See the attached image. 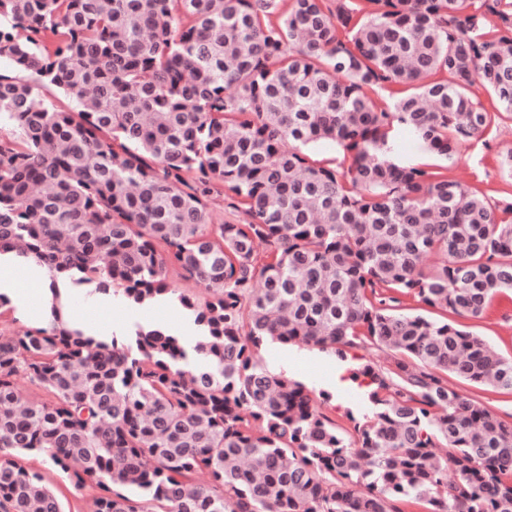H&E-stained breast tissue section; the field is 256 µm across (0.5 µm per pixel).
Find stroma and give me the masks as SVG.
<instances>
[{
  "instance_id": "obj_1",
  "label": "stroma",
  "mask_w": 512,
  "mask_h": 512,
  "mask_svg": "<svg viewBox=\"0 0 512 512\" xmlns=\"http://www.w3.org/2000/svg\"><path fill=\"white\" fill-rule=\"evenodd\" d=\"M512 153V120L499 122L496 129L477 139L467 142L459 159L447 166L449 178L460 181L492 200L512 195V172L502 169L500 159ZM174 295L164 306H138L125 301L121 296H113L108 310L101 311L90 305L94 288L84 285L64 291L68 309L83 312L86 322L103 336H123L129 334L136 325L152 324L179 336L183 343L194 345L198 339L197 326L185 315L178 302L179 296L186 295L203 304L210 301V294L193 280L170 272L168 277ZM458 325L484 338L500 355L512 357V312L506 307H494L489 314L478 321L458 318ZM288 356L287 376L302 382L313 392L326 393L322 410L337 426L352 429L353 417L361 416L367 406L369 386L364 380H337L339 370H352L370 363L376 366L387 365L386 354L365 346L349 350L346 359H339L330 352L315 347L284 345L278 342L265 344L259 358L270 372H278L276 354ZM19 461L26 468L38 471L60 498L65 512H89L88 504L97 489L86 485L76 489L66 474L51 461L36 454L20 456Z\"/></svg>"
}]
</instances>
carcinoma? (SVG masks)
Returning <instances> with one entry per match:
<instances>
[{"label": "carcinoma", "instance_id": "cac0c4a2", "mask_svg": "<svg viewBox=\"0 0 512 512\" xmlns=\"http://www.w3.org/2000/svg\"><path fill=\"white\" fill-rule=\"evenodd\" d=\"M364 2L0 0V57L34 76L0 77V257L135 304L171 270L213 294L180 297L191 350L153 326L89 336L55 306L0 339V512H64L22 453L93 482L95 512H512V423L448 385L512 391V357L448 320L512 304V197L388 158L398 127L452 161L512 118V0ZM319 140L349 164L311 160ZM216 194L234 220L212 222ZM269 340L394 368L350 373L374 388L345 434L260 363Z\"/></svg>", "mask_w": 512, "mask_h": 512}]
</instances>
